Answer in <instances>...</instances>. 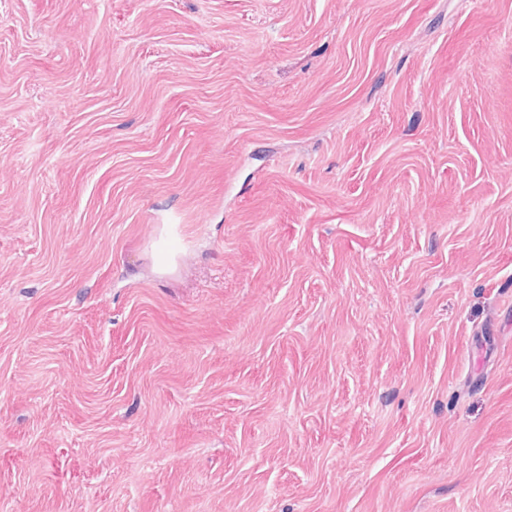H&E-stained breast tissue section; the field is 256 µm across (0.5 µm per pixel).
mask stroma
Returning <instances> with one entry per match:
<instances>
[{
	"mask_svg": "<svg viewBox=\"0 0 512 512\" xmlns=\"http://www.w3.org/2000/svg\"><path fill=\"white\" fill-rule=\"evenodd\" d=\"M0 512H512V0H0Z\"/></svg>",
	"mask_w": 512,
	"mask_h": 512,
	"instance_id": "obj_1",
	"label": "stroma"
}]
</instances>
